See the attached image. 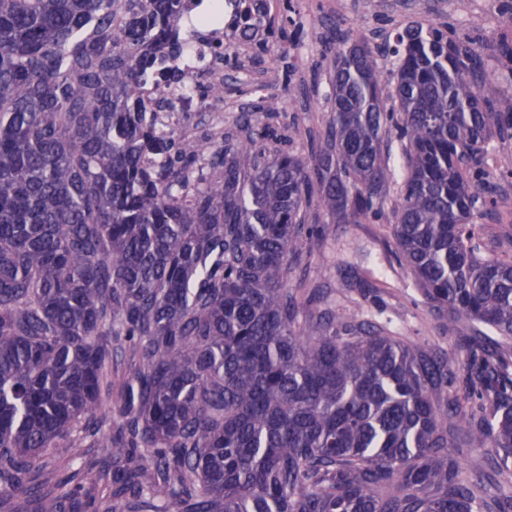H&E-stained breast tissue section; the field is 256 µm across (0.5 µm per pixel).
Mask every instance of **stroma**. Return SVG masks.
I'll use <instances>...</instances> for the list:
<instances>
[{"label":"stroma","mask_w":512,"mask_h":512,"mask_svg":"<svg viewBox=\"0 0 512 512\" xmlns=\"http://www.w3.org/2000/svg\"><path fill=\"white\" fill-rule=\"evenodd\" d=\"M265 11L276 22L288 18L284 37L263 54L251 45L237 48L225 70L223 126L215 127L207 113L191 112L179 134L207 146L211 135H238L241 113L252 110L261 124L286 137L282 143L264 141L259 148L264 158L283 146L312 159L332 117L336 44L356 35L377 43L411 24L462 21L448 0H265ZM471 11L481 23L480 40L512 32V14L500 0H473ZM266 75L272 78L267 91L256 92L254 80ZM309 223L315 231L303 262L288 269L289 286L323 289L332 306L359 308L389 324L405 343L433 353L462 359L468 345L479 342L469 320L440 327L399 261L390 225L340 224L324 211Z\"/></svg>","instance_id":"obj_1"}]
</instances>
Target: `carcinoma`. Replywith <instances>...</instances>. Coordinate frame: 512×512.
<instances>
[{
	"instance_id": "cac0c4a2",
	"label": "carcinoma",
	"mask_w": 512,
	"mask_h": 512,
	"mask_svg": "<svg viewBox=\"0 0 512 512\" xmlns=\"http://www.w3.org/2000/svg\"><path fill=\"white\" fill-rule=\"evenodd\" d=\"M189 0H0V500L66 512L82 471L44 491L51 449L90 443L121 484L107 512H512V352L466 362L404 343L358 310H313L285 272L312 202L338 224L393 225L414 283L441 321L512 340V262L484 255L477 222L502 198L480 191L512 105V37L410 25L383 81L361 37L336 53L334 112L314 163L240 117L243 141L201 153L160 126L158 78L183 80ZM263 0L225 27L248 45ZM214 49L201 95L224 99ZM397 141L406 172L386 210ZM209 170L216 179H206ZM131 379L112 402V356ZM446 410L435 405L441 392ZM114 403L115 437L86 420ZM492 448L494 483L448 454Z\"/></svg>"
}]
</instances>
